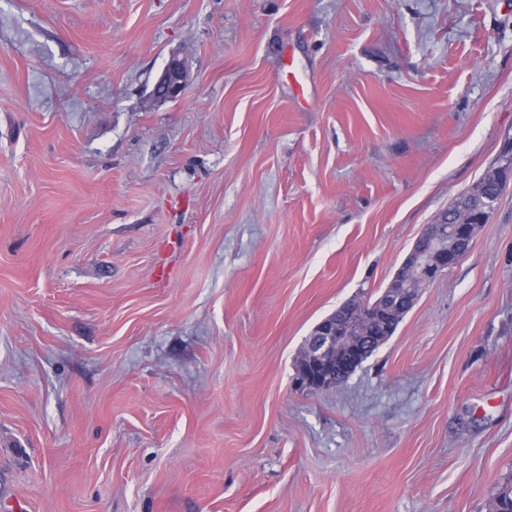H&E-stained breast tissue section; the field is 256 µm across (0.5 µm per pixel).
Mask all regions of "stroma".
I'll list each match as a JSON object with an SVG mask.
<instances>
[{"label":"stroma","instance_id":"1","mask_svg":"<svg viewBox=\"0 0 512 512\" xmlns=\"http://www.w3.org/2000/svg\"><path fill=\"white\" fill-rule=\"evenodd\" d=\"M511 148L512 0H0V512H490L512 176L345 384L295 377ZM186 90L185 68L181 60L172 58L154 87V95L161 100H175Z\"/></svg>","mask_w":512,"mask_h":512}]
</instances>
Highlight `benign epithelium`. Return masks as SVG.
Instances as JSON below:
<instances>
[{"label": "benign epithelium", "mask_w": 512, "mask_h": 512, "mask_svg": "<svg viewBox=\"0 0 512 512\" xmlns=\"http://www.w3.org/2000/svg\"><path fill=\"white\" fill-rule=\"evenodd\" d=\"M185 90L184 65L173 58L156 82L154 95L161 100H175ZM477 229L476 224L427 225L392 279L402 287L388 289L372 302L354 303L353 312L341 318L332 313L313 328L302 351L297 387L312 391L335 387L337 371L349 370L360 360L361 353L352 342L362 335L363 328L415 302L424 288L469 253Z\"/></svg>", "instance_id": "obj_1"}]
</instances>
